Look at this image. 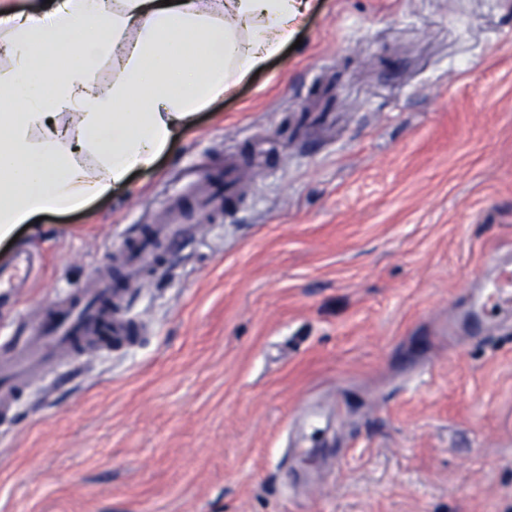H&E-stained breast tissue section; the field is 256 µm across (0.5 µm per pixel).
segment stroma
Returning a JSON list of instances; mask_svg holds the SVG:
<instances>
[{"instance_id":"obj_1","label":"stroma","mask_w":512,"mask_h":512,"mask_svg":"<svg viewBox=\"0 0 512 512\" xmlns=\"http://www.w3.org/2000/svg\"><path fill=\"white\" fill-rule=\"evenodd\" d=\"M285 50L153 168L0 242L39 272L0 357L59 294L242 182L163 251L132 338L0 418V512H512V0H319Z\"/></svg>"}]
</instances>
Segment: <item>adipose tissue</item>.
Listing matches in <instances>:
<instances>
[{"mask_svg": "<svg viewBox=\"0 0 512 512\" xmlns=\"http://www.w3.org/2000/svg\"><path fill=\"white\" fill-rule=\"evenodd\" d=\"M315 2L48 0L16 12L0 0V241L152 168L205 104L281 52Z\"/></svg>", "mask_w": 512, "mask_h": 512, "instance_id": "obj_1", "label": "adipose tissue"}]
</instances>
